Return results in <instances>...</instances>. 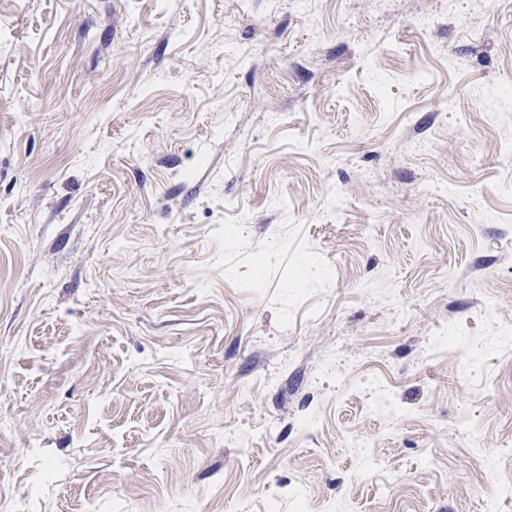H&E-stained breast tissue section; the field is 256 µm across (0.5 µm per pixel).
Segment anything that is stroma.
Here are the masks:
<instances>
[{"label": "stroma", "mask_w": 512, "mask_h": 512, "mask_svg": "<svg viewBox=\"0 0 512 512\" xmlns=\"http://www.w3.org/2000/svg\"><path fill=\"white\" fill-rule=\"evenodd\" d=\"M510 327L512 0H0V512H512Z\"/></svg>", "instance_id": "1"}]
</instances>
